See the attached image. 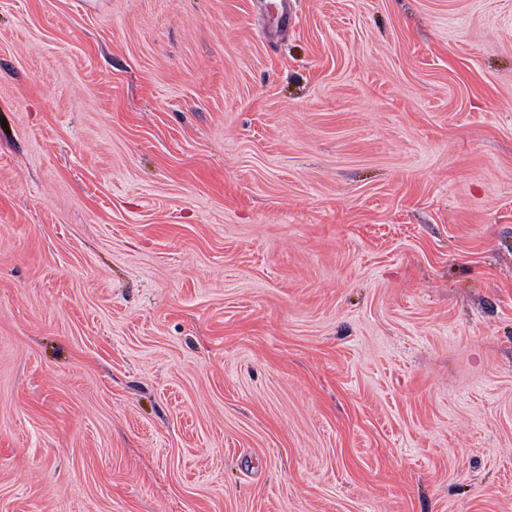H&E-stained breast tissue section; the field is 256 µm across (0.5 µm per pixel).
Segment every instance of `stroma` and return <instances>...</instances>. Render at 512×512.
<instances>
[{"instance_id":"1","label":"stroma","mask_w":512,"mask_h":512,"mask_svg":"<svg viewBox=\"0 0 512 512\" xmlns=\"http://www.w3.org/2000/svg\"><path fill=\"white\" fill-rule=\"evenodd\" d=\"M0 512H512V0H0Z\"/></svg>"}]
</instances>
